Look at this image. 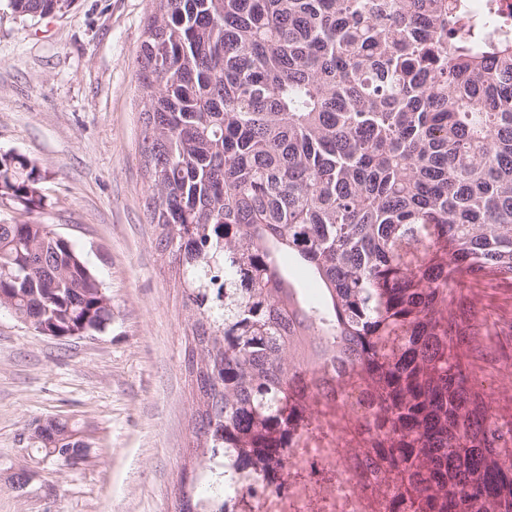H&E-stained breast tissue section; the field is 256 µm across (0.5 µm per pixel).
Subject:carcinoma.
I'll return each mask as SVG.
<instances>
[{
    "instance_id": "cac0c4a2",
    "label": "carcinoma",
    "mask_w": 512,
    "mask_h": 512,
    "mask_svg": "<svg viewBox=\"0 0 512 512\" xmlns=\"http://www.w3.org/2000/svg\"><path fill=\"white\" fill-rule=\"evenodd\" d=\"M136 79L147 217L202 355L198 450L230 489L260 465L246 509L317 421L359 464L363 512H512V418L468 384L449 284L512 282V25L467 0H151ZM0 176L41 204L31 161ZM98 288L49 225L0 224V299L54 335L111 319ZM283 268L288 273V279L292 282L300 295L314 303L323 299L322 289L313 277L302 267L297 265L290 257L284 256L281 260Z\"/></svg>"
}]
</instances>
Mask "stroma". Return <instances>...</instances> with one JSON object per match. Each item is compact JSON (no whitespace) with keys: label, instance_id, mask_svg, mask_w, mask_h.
I'll return each instance as SVG.
<instances>
[{"label":"stroma","instance_id":"1","mask_svg":"<svg viewBox=\"0 0 512 512\" xmlns=\"http://www.w3.org/2000/svg\"><path fill=\"white\" fill-rule=\"evenodd\" d=\"M150 0H75L31 20L0 0V156L43 174L34 210L0 199V224L50 225L112 299V321L50 338L0 307V512H177L205 490L189 376L192 321L178 264L147 219L137 55ZM475 334L464 362L486 402L512 414V283L465 288ZM76 423L88 458L29 463L38 421ZM29 464L24 491L11 484Z\"/></svg>","mask_w":512,"mask_h":512}]
</instances>
